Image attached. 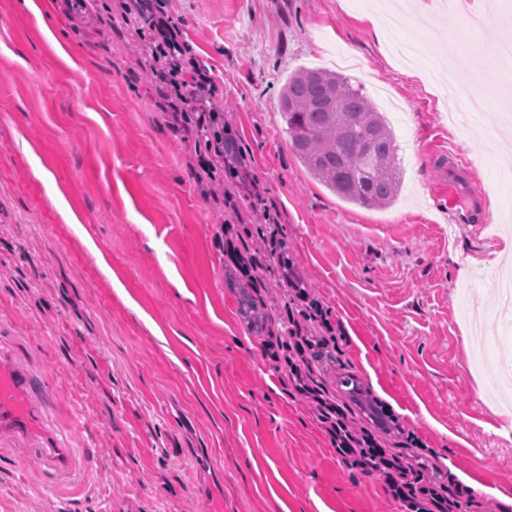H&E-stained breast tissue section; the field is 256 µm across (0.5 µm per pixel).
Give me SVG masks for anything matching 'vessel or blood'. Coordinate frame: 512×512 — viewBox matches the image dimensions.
Listing matches in <instances>:
<instances>
[{
	"instance_id": "1",
	"label": "vessel or blood",
	"mask_w": 512,
	"mask_h": 512,
	"mask_svg": "<svg viewBox=\"0 0 512 512\" xmlns=\"http://www.w3.org/2000/svg\"><path fill=\"white\" fill-rule=\"evenodd\" d=\"M51 404L46 376L0 359V449L22 455L53 486L85 477L88 452L78 444L80 430L62 438L46 432Z\"/></svg>"
}]
</instances>
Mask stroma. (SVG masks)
I'll return each mask as SVG.
<instances>
[{
  "label": "stroma",
  "instance_id": "1",
  "mask_svg": "<svg viewBox=\"0 0 512 512\" xmlns=\"http://www.w3.org/2000/svg\"><path fill=\"white\" fill-rule=\"evenodd\" d=\"M125 2L45 0L37 16L0 0V347L24 338L58 398L48 429L81 414L90 464L70 499L0 456V512H413L338 451L337 427L448 512H512V308L480 281L504 269L512 149L494 112L467 109L507 79L487 52L512 40L502 0H480L475 31L448 0H415L379 35L378 0ZM158 17L179 32L173 57ZM441 34L475 47L464 88L423 55L399 61V44ZM340 52L369 101L401 106L387 208L341 199L288 142L289 75ZM175 64L209 79L242 163L209 143L205 109L185 111ZM446 178L470 208L449 209ZM245 291L264 327L241 316ZM347 374L391 428L345 394Z\"/></svg>",
  "mask_w": 512,
  "mask_h": 512
}]
</instances>
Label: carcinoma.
<instances>
[{"instance_id":"1","label":"carcinoma","mask_w":512,"mask_h":512,"mask_svg":"<svg viewBox=\"0 0 512 512\" xmlns=\"http://www.w3.org/2000/svg\"><path fill=\"white\" fill-rule=\"evenodd\" d=\"M281 112L293 153L310 175L346 201L384 208L396 198L402 169L390 126L346 76L300 70L288 78ZM241 312L252 324L266 317L247 293Z\"/></svg>"}]
</instances>
